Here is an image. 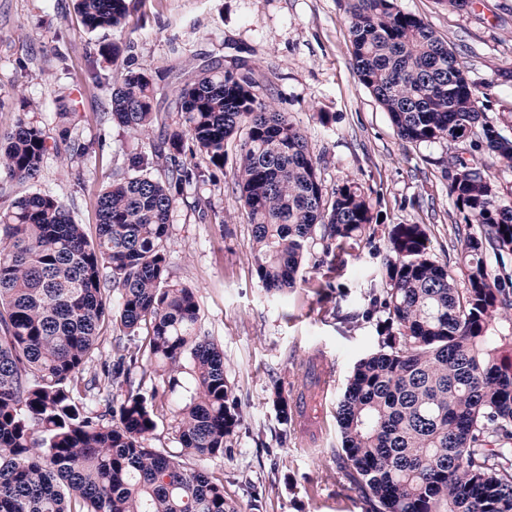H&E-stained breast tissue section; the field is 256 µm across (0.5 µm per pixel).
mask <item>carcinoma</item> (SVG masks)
Listing matches in <instances>:
<instances>
[{
    "label": "carcinoma",
    "instance_id": "carcinoma-1",
    "mask_svg": "<svg viewBox=\"0 0 512 512\" xmlns=\"http://www.w3.org/2000/svg\"><path fill=\"white\" fill-rule=\"evenodd\" d=\"M89 33L120 29L127 0H76ZM353 72L397 136L448 148V192L462 214L459 283L433 255L422 224H394L384 287L363 292L347 319L377 318V348L359 359L338 404L339 468L366 512H512V206L492 178L512 167V139L488 120L490 88L472 81L448 42L398 0H349ZM152 75L120 66L112 122L133 134L159 127L97 196L87 240L66 205L40 192L0 209V512H236L224 477L188 466L224 456L240 424L224 350L197 332L195 291L167 281L169 213L202 177L185 149L224 169L238 133L234 189L252 226L264 292L297 287L315 241L328 256L374 232L373 204L354 181L326 196L305 132L265 99L248 73L211 64L177 87L183 124L158 123ZM471 142L464 158L455 146ZM43 129L23 118L0 135V171L38 179ZM498 258L502 275L488 268ZM122 332L87 377L101 332ZM177 397L174 450L148 445L154 405L133 380L139 356ZM282 424L297 403L275 393Z\"/></svg>",
    "mask_w": 512,
    "mask_h": 512
}]
</instances>
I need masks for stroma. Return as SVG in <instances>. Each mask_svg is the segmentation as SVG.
Here are the masks:
<instances>
[{"label":"stroma","instance_id":"1","mask_svg":"<svg viewBox=\"0 0 512 512\" xmlns=\"http://www.w3.org/2000/svg\"><path fill=\"white\" fill-rule=\"evenodd\" d=\"M126 27L85 32L73 0H0V133L19 117L41 125L48 142L40 176L20 183L0 172V208L18 196L50 193L68 207L88 239H96L97 194L130 155L151 153L156 133L133 135L112 123L113 65L99 49L117 44L133 66L149 69L157 109L176 125L175 87L216 62L250 70L270 89L276 108L302 128L326 191L352 179L370 195L380 219L373 237L350 239L340 256L312 255L304 286L279 300L259 287L249 248L251 226L231 186L239 151L230 142L224 167L212 170L200 152L182 160L206 171L184 186L169 214L166 242L170 282L195 288L198 326L224 348L228 380L241 423L223 456L201 466L223 475L224 492L238 512H362L336 462L341 445L338 400L355 361L377 344L376 325L339 323L336 315L361 301L359 288L380 283V258L392 224H422L436 259L455 276L462 217L448 194L446 147L414 145L396 135L386 112L357 81L346 24L347 0H127ZM448 41L471 80L492 85L490 121L512 136V0H472L463 11L443 0H400ZM72 110L68 123L54 117ZM329 115L322 125L320 115ZM87 153L70 157L72 142ZM336 280L343 292L316 293L314 283ZM326 381L314 406L318 439L302 447L299 432L280 442L275 394L292 397L315 352Z\"/></svg>","mask_w":512,"mask_h":512}]
</instances>
